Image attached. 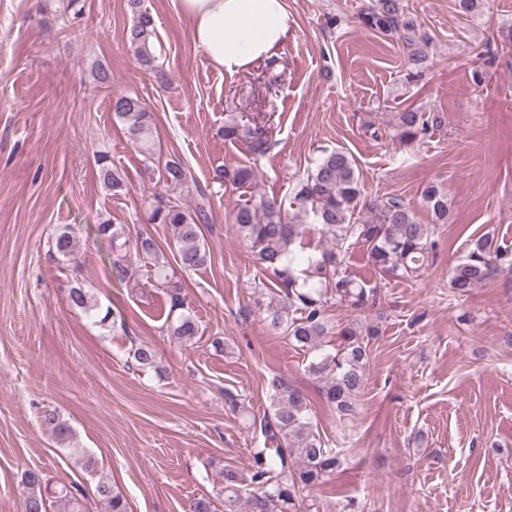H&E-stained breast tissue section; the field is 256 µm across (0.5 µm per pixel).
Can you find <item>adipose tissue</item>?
Listing matches in <instances>:
<instances>
[{"instance_id":"obj_1","label":"adipose tissue","mask_w":512,"mask_h":512,"mask_svg":"<svg viewBox=\"0 0 512 512\" xmlns=\"http://www.w3.org/2000/svg\"><path fill=\"white\" fill-rule=\"evenodd\" d=\"M196 45L228 74L247 71L288 38V0H178Z\"/></svg>"}]
</instances>
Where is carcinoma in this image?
I'll return each mask as SVG.
<instances>
[{
	"label": "carcinoma",
	"instance_id": "obj_1",
	"mask_svg": "<svg viewBox=\"0 0 512 512\" xmlns=\"http://www.w3.org/2000/svg\"><path fill=\"white\" fill-rule=\"evenodd\" d=\"M132 24L127 41L134 49L138 63L162 74L154 51L156 25L154 17L141 6V0H127ZM367 28L401 41L404 53L403 79L416 84L430 69L429 38L419 31L417 17L406 0H370L360 13ZM112 111L122 124L128 139L142 156L145 168L161 164L159 181L168 189H188L191 174L179 159L160 162L152 129L154 115L138 95L121 93L112 98ZM441 117L435 112L407 109L394 115L392 128L403 144L411 145L425 139L440 127ZM271 126L266 121L224 122V139L243 142L255 156L265 155L271 148ZM99 176L112 195L128 193L127 181L112 166L110 157L97 159ZM218 183L228 182L239 189L256 186L254 167L242 164L226 168L217 175ZM421 200L433 222H448V194L437 184H427ZM149 221L164 224L171 231L176 249V263L192 271L207 264L202 225L207 223L204 206L183 207L163 197H154L149 205ZM318 224L335 244L316 253L306 251L304 239L308 224ZM237 234L248 242L253 262L277 279L275 288H261L254 293V307L264 316L268 327L282 331L299 348L311 355L308 372L320 383L319 393L341 419H350L356 412V397L365 383L366 365L371 355L373 328L347 324L339 330L328 317L334 304L354 310L375 306L377 289L342 272L343 246L351 240L367 245L371 264L384 275L407 276L418 272L428 261L433 243L428 228L419 223L415 210L400 196L368 197L362 193L356 163L342 151H326L315 162L306 177L294 188L287 200L252 193L239 204L233 215ZM91 231L111 243L124 239L123 245L135 243L136 257L150 260L155 268L156 283L171 290L172 307L183 305L181 285L166 273L163 255L155 240L145 232L130 238L126 226L96 224ZM75 241L69 232L58 233L51 246V255L67 258L74 254ZM512 270V251L491 249L478 239L451 268L449 285L452 292L464 297L472 288L493 279L503 270ZM73 306L87 312L95 305L82 288L69 290ZM337 332L338 343L329 348L324 337ZM169 334L180 344L199 336L198 321L182 313L169 324ZM133 364L144 369L155 364L156 353L151 345L139 343L132 349ZM272 415L259 424L260 436L251 449L250 475L227 466L224 480V512H242L246 500L248 512H290L296 506L297 493L323 483L333 476L342 463V454L329 447L314 430L306 397L279 380L271 383L269 395ZM224 405L233 415L246 416L248 410L238 395L224 391ZM43 422L63 443L72 437L67 423L53 412ZM254 487L246 494L244 482ZM26 491L24 512H53L61 501H74L70 487L55 484L39 470H29L23 478ZM99 500L108 505V512H128L124 497L108 480H100L95 488Z\"/></svg>",
	"mask_w": 512,
	"mask_h": 512
}]
</instances>
